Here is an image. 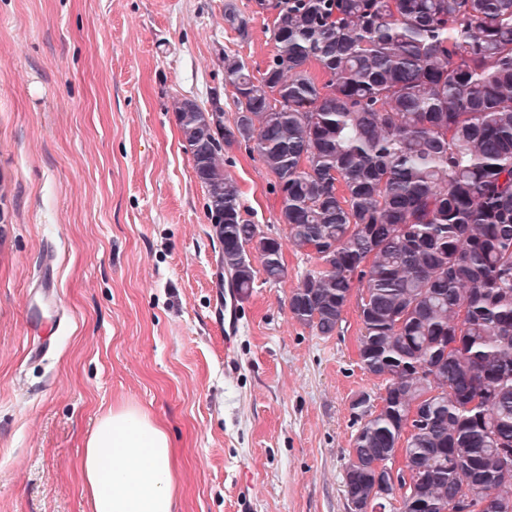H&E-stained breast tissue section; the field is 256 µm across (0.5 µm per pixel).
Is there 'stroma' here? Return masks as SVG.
<instances>
[{
  "label": "stroma",
  "instance_id": "35a3bbf8",
  "mask_svg": "<svg viewBox=\"0 0 512 512\" xmlns=\"http://www.w3.org/2000/svg\"><path fill=\"white\" fill-rule=\"evenodd\" d=\"M252 2L0 0V512H89L84 437L125 404L177 447L178 512H347L351 403L384 392L358 363L357 308L330 336L293 319L312 261L285 245L286 277L256 272L225 341L221 244L172 111L217 95L232 123L225 56L273 53ZM224 170L284 241L258 157L231 145Z\"/></svg>",
  "mask_w": 512,
  "mask_h": 512
}]
</instances>
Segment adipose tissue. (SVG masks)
I'll use <instances>...</instances> for the list:
<instances>
[{
	"mask_svg": "<svg viewBox=\"0 0 512 512\" xmlns=\"http://www.w3.org/2000/svg\"><path fill=\"white\" fill-rule=\"evenodd\" d=\"M83 448L91 512H177L173 441L145 409L122 406L99 416Z\"/></svg>",
	"mask_w": 512,
	"mask_h": 512,
	"instance_id": "1",
	"label": "adipose tissue"
}]
</instances>
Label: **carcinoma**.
Instances as JSON below:
<instances>
[{
  "label": "carcinoma",
  "instance_id": "cac0c4a2",
  "mask_svg": "<svg viewBox=\"0 0 512 512\" xmlns=\"http://www.w3.org/2000/svg\"><path fill=\"white\" fill-rule=\"evenodd\" d=\"M274 52L254 71L224 56L246 114L219 135L174 104L241 295L257 258L277 283L283 244L241 213L224 145L256 152L282 194L288 245L314 258L293 318L321 336L358 292L371 396L343 476L367 497L401 453V512L512 499V0H275ZM424 421L400 446L413 410Z\"/></svg>",
  "mask_w": 512,
  "mask_h": 512
}]
</instances>
